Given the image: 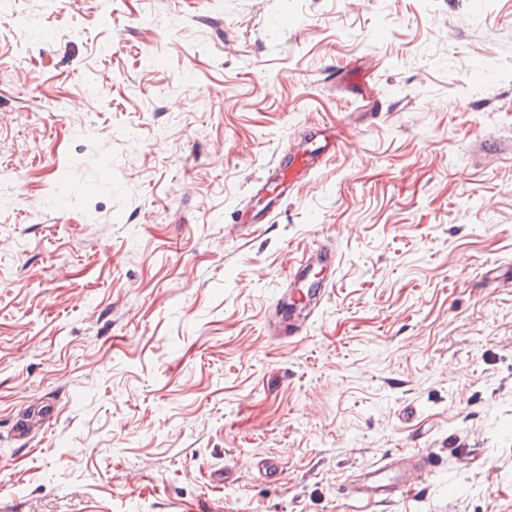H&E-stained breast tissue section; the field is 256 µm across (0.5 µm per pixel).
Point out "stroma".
<instances>
[{
	"label": "stroma",
	"mask_w": 512,
	"mask_h": 512,
	"mask_svg": "<svg viewBox=\"0 0 512 512\" xmlns=\"http://www.w3.org/2000/svg\"><path fill=\"white\" fill-rule=\"evenodd\" d=\"M511 268L512 0H0V512H512ZM309 140L314 144L312 149L300 148L289 155H280L271 164L268 178L264 183H258L252 188V195L262 193L270 184L277 187H286L299 183L305 176L327 163L325 158L329 148L324 134L314 131ZM262 186V187H260ZM333 263V250L323 246L317 247L303 257L289 278L288 285L286 286L287 290L285 289L274 301V311H280L284 307L288 293L294 292L295 289H297L299 293L302 292L308 282L310 283L309 285L315 283L317 288L321 287L323 278H320L318 275L327 264L333 265ZM400 460L402 465L396 467L394 473L385 469V465L368 468L367 478L358 485L355 495L368 502H387L407 490L408 484L401 477L403 472L416 470L429 474L434 471V462L428 456H407Z\"/></svg>",
	"instance_id": "35a3bbf8"
}]
</instances>
